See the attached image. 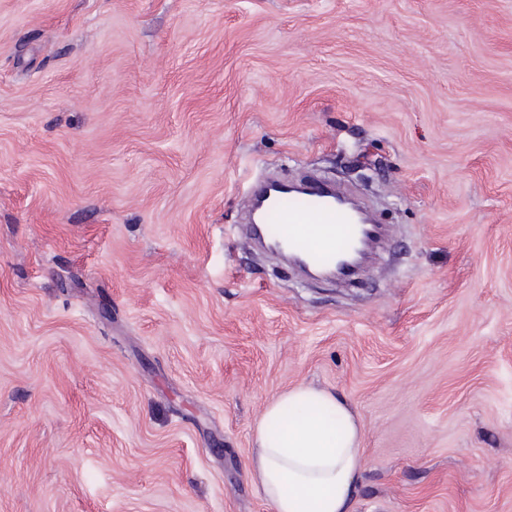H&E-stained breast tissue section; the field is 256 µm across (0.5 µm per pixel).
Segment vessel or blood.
Masks as SVG:
<instances>
[{"label":"vessel or blood","mask_w":512,"mask_h":512,"mask_svg":"<svg viewBox=\"0 0 512 512\" xmlns=\"http://www.w3.org/2000/svg\"><path fill=\"white\" fill-rule=\"evenodd\" d=\"M251 223L260 225L263 247H285L289 258L311 268L335 267L339 256L363 232L383 235L377 223H363L360 213L338 188L310 182L303 191L267 181L256 185L249 198ZM278 231H271L270 220Z\"/></svg>","instance_id":"b4317fda"}]
</instances>
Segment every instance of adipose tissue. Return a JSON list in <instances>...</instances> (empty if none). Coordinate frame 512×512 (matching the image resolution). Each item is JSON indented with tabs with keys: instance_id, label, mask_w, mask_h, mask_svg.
I'll return each mask as SVG.
<instances>
[{
	"instance_id": "ef3b65f1",
	"label": "adipose tissue",
	"mask_w": 512,
	"mask_h": 512,
	"mask_svg": "<svg viewBox=\"0 0 512 512\" xmlns=\"http://www.w3.org/2000/svg\"><path fill=\"white\" fill-rule=\"evenodd\" d=\"M295 408L298 415L284 419ZM250 475L274 512H348L361 470V431L336 394L310 386L267 404Z\"/></svg>"
}]
</instances>
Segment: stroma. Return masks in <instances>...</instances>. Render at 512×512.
Wrapping results in <instances>:
<instances>
[{
    "instance_id": "1",
    "label": "stroma",
    "mask_w": 512,
    "mask_h": 512,
    "mask_svg": "<svg viewBox=\"0 0 512 512\" xmlns=\"http://www.w3.org/2000/svg\"><path fill=\"white\" fill-rule=\"evenodd\" d=\"M260 175L387 246L303 278ZM300 384L361 426L349 512H512V0H0V512H273Z\"/></svg>"
}]
</instances>
